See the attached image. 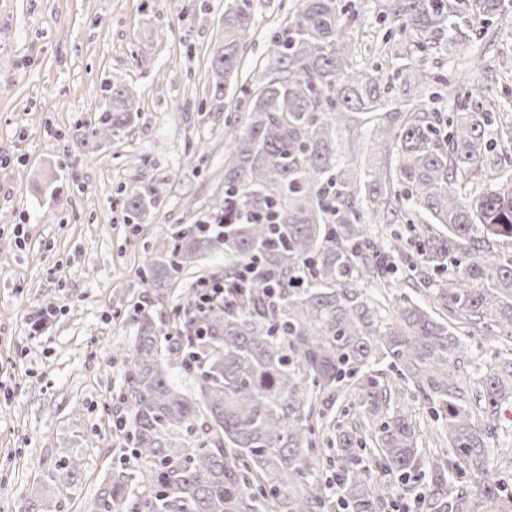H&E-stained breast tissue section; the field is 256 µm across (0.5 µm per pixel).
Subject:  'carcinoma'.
I'll list each match as a JSON object with an SVG mask.
<instances>
[{
    "mask_svg": "<svg viewBox=\"0 0 512 512\" xmlns=\"http://www.w3.org/2000/svg\"><path fill=\"white\" fill-rule=\"evenodd\" d=\"M500 0H397L382 37L418 60L465 36L482 39ZM357 14L338 0H299L273 36L243 116L224 120V196L191 224H174L145 254L160 298L204 255L224 299L197 309L198 289L161 320L143 309L116 401L112 460L88 512H379L395 482L427 474L417 512H475L506 491L490 438L512 407V121L495 94L453 89L454 111L428 107L444 76L417 69L398 108L386 95L403 70L358 60ZM255 27L250 0H229L210 58L221 102ZM128 88L106 81L91 136L129 126ZM373 122L379 163L355 181L336 165V134ZM483 181L462 194L461 181ZM153 193L125 190L137 224ZM371 214L395 224L390 246L372 239ZM409 291L392 301L361 282ZM498 337L486 372L458 369L465 337ZM191 377V388L172 380ZM417 392L442 422L446 447L431 463L420 427L401 406ZM358 395L359 410L333 408ZM329 463L331 474L323 475ZM83 457L57 461L20 512H60Z\"/></svg>",
    "mask_w": 512,
    "mask_h": 512,
    "instance_id": "1",
    "label": "carcinoma"
}]
</instances>
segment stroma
I'll use <instances>...</instances> for the list:
<instances>
[{
    "label": "stroma",
    "instance_id": "stroma-1",
    "mask_svg": "<svg viewBox=\"0 0 512 512\" xmlns=\"http://www.w3.org/2000/svg\"><path fill=\"white\" fill-rule=\"evenodd\" d=\"M380 0H353L367 32L361 61H382ZM227 0H0V512L55 460L83 451V476L61 512H87L112 463L103 435L116 417L141 306L171 299L146 283L143 245L192 223L224 190V118L242 111L227 88L205 106L213 46ZM240 81L261 72L269 40L298 0H252ZM493 46L469 40L434 70L463 81L471 56L512 68V0ZM131 89L136 117L119 136L85 144L105 80ZM209 150L196 152L198 141ZM157 202L125 223L128 186ZM50 318L42 334L28 321Z\"/></svg>",
    "mask_w": 512,
    "mask_h": 512
}]
</instances>
